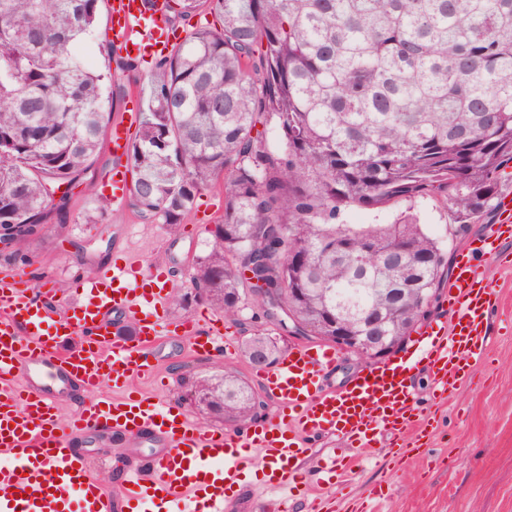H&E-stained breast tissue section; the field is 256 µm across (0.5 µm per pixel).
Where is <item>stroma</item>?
Masks as SVG:
<instances>
[{
    "label": "stroma",
    "mask_w": 512,
    "mask_h": 512,
    "mask_svg": "<svg viewBox=\"0 0 512 512\" xmlns=\"http://www.w3.org/2000/svg\"><path fill=\"white\" fill-rule=\"evenodd\" d=\"M105 161H97L76 188L67 206L64 233L48 232L31 241L19 260L0 255V281L26 274L31 288L52 285L61 303H68L81 279L93 272L122 263L126 249L146 264L167 267L169 290L189 285L191 266L204 253L208 231L224 212V192L213 187L201 192L178 229L136 218L126 204L99 207L85 186L97 183ZM414 215L440 243H452L462 251L473 238L483 234L496 220L486 213L463 233L456 232L443 201L424 198L400 202L380 211L353 210L344 220L350 224H387L401 213ZM487 272L499 300L489 316V350L474 362L469 377L457 383L447 402H440L431 373L416 367L412 375L418 406L430 417L432 428L419 453L396 461L381 447H374L363 467L347 476L346 487L318 483L317 469L322 455L337 459L350 450L340 440L311 438L312 458L303 461L304 482L295 493L294 512H309L315 500H335L341 512L354 501L368 498L380 487L381 499L373 501V512H512V265L487 262ZM261 329L285 349L293 337L280 335L266 322L258 305L247 302L238 322H225L224 334L232 347L224 356L203 359L195 355L187 337L178 336L158 345L155 361L164 377L158 394L199 423L213 425V418L182 400L181 380L189 375L209 376L224 368L234 369L246 381L255 372L245 357L242 342L245 329ZM90 478L115 488L121 478L123 461L154 453L149 439L131 441L124 436L99 437L88 432L81 439Z\"/></svg>",
    "instance_id": "obj_1"
}]
</instances>
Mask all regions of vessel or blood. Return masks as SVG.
<instances>
[{
  "instance_id": "vessel-or-blood-1",
  "label": "vessel or blood",
  "mask_w": 512,
  "mask_h": 512,
  "mask_svg": "<svg viewBox=\"0 0 512 512\" xmlns=\"http://www.w3.org/2000/svg\"><path fill=\"white\" fill-rule=\"evenodd\" d=\"M168 0H112V42L138 57L163 54ZM140 119L131 105L127 121L109 132L112 166L99 180L104 197L124 199L129 185L123 165L129 138ZM512 256V191L499 199L488 234L462 251L448 282L451 327L426 326L408 358L370 364L339 391L325 390L338 353L320 345L288 348L274 369L258 371L257 383L275 401L268 421L236 434L189 419L156 396L128 392L134 378L157 379L152 351L164 337L184 332L196 353L222 355L231 343L222 320L206 329L170 322L164 310L166 277L139 258L88 275L64 316L50 309L54 289L29 291L23 280L0 283V512H222L240 476L263 466L267 489L298 487L304 438L327 435L351 448H368L390 435L395 459L418 450L405 433L415 423L417 398L411 376L417 364L449 391L488 351L487 322L495 296L485 272L488 260ZM77 336L74 348L65 338ZM91 390L111 385L113 396L78 406L59 426L57 395L72 385ZM98 429L132 440L149 435L161 448L148 460L127 463L120 484L106 490L87 479L85 460L73 440Z\"/></svg>"
}]
</instances>
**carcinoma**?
Segmentation results:
<instances>
[{
	"label": "carcinoma",
	"mask_w": 512,
	"mask_h": 512,
	"mask_svg": "<svg viewBox=\"0 0 512 512\" xmlns=\"http://www.w3.org/2000/svg\"><path fill=\"white\" fill-rule=\"evenodd\" d=\"M102 3L0 0V230L17 245L63 229L68 193L53 189L97 162L124 98L110 83L139 73L76 54ZM206 10L222 27H192L144 76L127 161V207L173 229L224 184L173 306L235 321L247 288L284 314L286 336H329L337 317L404 339L426 316L421 291L448 281L443 250L410 214L342 215L442 197L464 229L496 208L512 166V0H170L168 24ZM185 399L239 427L266 409L230 370L189 380Z\"/></svg>",
	"instance_id": "obj_1"
}]
</instances>
